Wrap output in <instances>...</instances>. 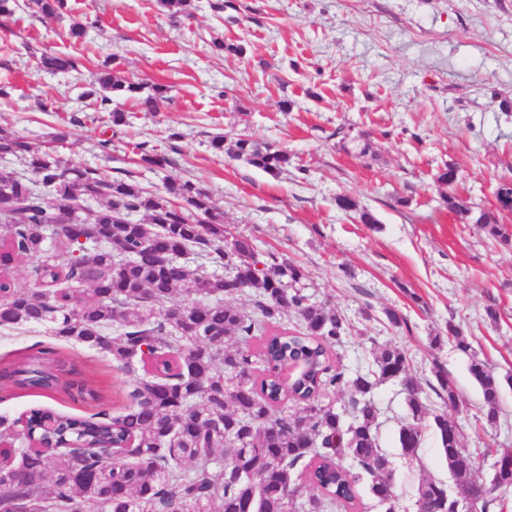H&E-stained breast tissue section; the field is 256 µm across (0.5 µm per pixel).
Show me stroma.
Segmentation results:
<instances>
[{"instance_id":"1","label":"stroma","mask_w":512,"mask_h":512,"mask_svg":"<svg viewBox=\"0 0 512 512\" xmlns=\"http://www.w3.org/2000/svg\"><path fill=\"white\" fill-rule=\"evenodd\" d=\"M211 2L195 0L191 15L174 18L156 0H67L66 14L46 21L16 11L0 28V129L72 165L131 172L148 190L189 179L209 191L230 233L299 266L312 300L346 317L351 336L337 366L367 370L377 348H401L427 397L434 364L443 366L463 402L461 442L481 451L475 476L490 480L493 452L512 450V383L502 384L498 420L486 425L467 356L447 342L431 348L430 338L455 324L498 376L512 374V244L445 202L452 193L495 211L500 182L512 179V0H239L233 23ZM75 17L92 22L80 41L68 36ZM216 39L244 51L216 53ZM45 50L82 64L37 71L34 56ZM107 65L144 87L168 86L169 101L144 112L120 98L126 123L113 125L83 96ZM173 131L179 140H169ZM224 133L287 150L293 166L275 177L230 159L211 146ZM142 142L169 165L142 162ZM448 163L459 170L451 187L437 180ZM344 194L375 223L338 209ZM390 309L405 324H390ZM52 345L111 408L125 404L132 375L37 329L0 332V369ZM371 396L377 443L404 512H416L421 476L454 483L439 440L425 427L418 457L402 455L404 391L389 381ZM35 406L94 412L60 389L0 382V416Z\"/></svg>"}]
</instances>
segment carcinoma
Returning <instances> with one entry per match:
<instances>
[{
  "label": "carcinoma",
  "mask_w": 512,
  "mask_h": 512,
  "mask_svg": "<svg viewBox=\"0 0 512 512\" xmlns=\"http://www.w3.org/2000/svg\"><path fill=\"white\" fill-rule=\"evenodd\" d=\"M170 16L191 14L192 0H158ZM66 0H29L30 12L46 18L66 10ZM48 72L77 69L64 54L41 53ZM142 85L109 69L84 92L115 125L124 112L113 98L132 97L156 112L168 89ZM214 150L277 176L291 157L268 143L217 134ZM24 160L35 175L0 173V330L43 327L69 344L112 358L136 375L128 405L110 414L101 397L82 382L69 394L89 398L91 417L32 408L13 420L0 417V440L14 444L0 463V512H339L354 505L357 483L370 478L377 501L402 505L388 457L376 439L375 383L394 380L407 394L410 420L398 441L403 455L418 456L423 422L432 420L456 493L474 498L473 512L504 507L512 488V453L489 482L474 478L473 457L461 443V426L448 412L462 401L451 381L435 373L434 403L408 372L405 351L385 346L372 372H346L331 352L344 344V317L311 301L299 283L304 273L272 254L262 260L249 240L230 236L224 211L210 193L190 181H169L152 193L130 178H108L91 166L64 165L51 152L0 131V155ZM497 211L512 213V181L500 184ZM142 212L145 220L129 216ZM474 223L503 244L512 243L496 218L483 210ZM192 256L190 266L186 256ZM34 261L38 288L24 291L14 272ZM246 293L251 314L221 296ZM289 312L301 329L284 327ZM469 359L482 393V412L499 416L501 381L455 325L446 336ZM306 365L288 382V359ZM59 361L52 347L6 372L14 386L49 390L59 377L44 364ZM349 396L351 422L333 397ZM298 406L293 412L288 403ZM239 469L253 481L236 479ZM307 478L314 494L297 496ZM417 497L448 512V488L433 478L419 483Z\"/></svg>",
  "instance_id": "cac0c4a2"
}]
</instances>
